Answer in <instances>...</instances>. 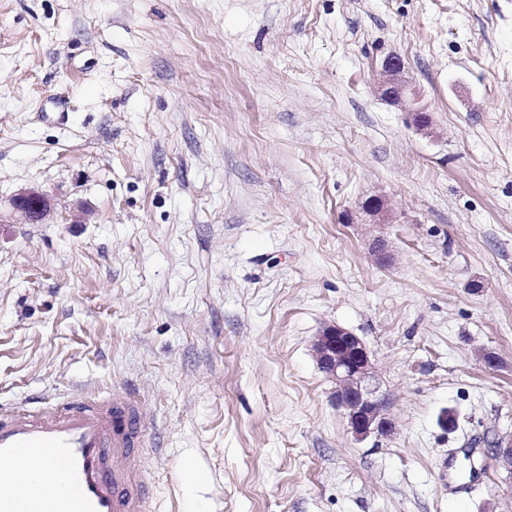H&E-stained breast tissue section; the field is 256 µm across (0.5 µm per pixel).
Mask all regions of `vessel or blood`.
Listing matches in <instances>:
<instances>
[{"mask_svg": "<svg viewBox=\"0 0 512 512\" xmlns=\"http://www.w3.org/2000/svg\"><path fill=\"white\" fill-rule=\"evenodd\" d=\"M144 438L132 398L77 397L35 411L0 410V512H148L126 464Z\"/></svg>", "mask_w": 512, "mask_h": 512, "instance_id": "vessel-or-blood-1", "label": "vessel or blood"}]
</instances>
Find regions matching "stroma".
<instances>
[{
    "mask_svg": "<svg viewBox=\"0 0 512 512\" xmlns=\"http://www.w3.org/2000/svg\"><path fill=\"white\" fill-rule=\"evenodd\" d=\"M391 55L435 135L377 94ZM27 187L55 212L0 226V408L129 392L149 512H512V0H0ZM375 192L385 266L344 221ZM328 323L390 436L333 404ZM312 350L319 368L336 385L334 402L343 409L355 439L390 436L395 423L364 340L340 325L328 324L317 333Z\"/></svg>",
    "mask_w": 512,
    "mask_h": 512,
    "instance_id": "stroma-1",
    "label": "stroma"
}]
</instances>
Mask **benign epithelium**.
Returning <instances> with one entry per match:
<instances>
[{"mask_svg": "<svg viewBox=\"0 0 512 512\" xmlns=\"http://www.w3.org/2000/svg\"><path fill=\"white\" fill-rule=\"evenodd\" d=\"M400 58L385 59L381 95L389 103L407 112L413 125L428 134L433 132L432 120L420 90L405 80ZM11 208L27 224H43L53 210L52 202L35 188L24 189L11 201ZM361 213L376 221L387 215L386 199L372 195L364 200ZM312 350L319 368L336 385L333 395L336 407L343 409L347 425L356 440L370 436L387 437L395 423L387 409L386 394L376 374L370 349L350 330L328 324L317 333ZM491 457L512 473V437L494 442Z\"/></svg>", "mask_w": 512, "mask_h": 512, "instance_id": "benign-epithelium-1", "label": "benign epithelium"}]
</instances>
